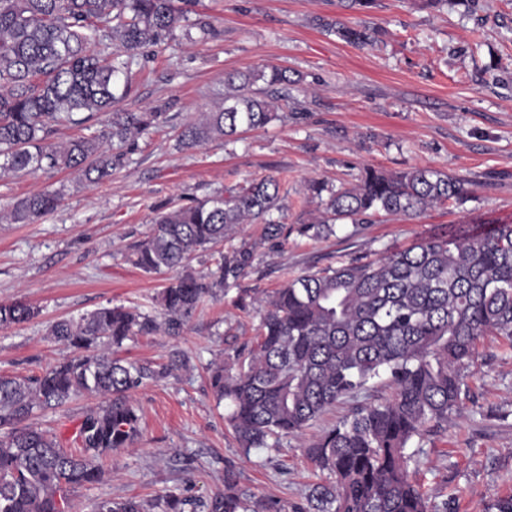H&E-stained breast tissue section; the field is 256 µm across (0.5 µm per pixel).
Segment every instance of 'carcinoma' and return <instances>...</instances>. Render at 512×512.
Here are the masks:
<instances>
[{
  "mask_svg": "<svg viewBox=\"0 0 512 512\" xmlns=\"http://www.w3.org/2000/svg\"><path fill=\"white\" fill-rule=\"evenodd\" d=\"M194 0H0V176L78 170L99 182L120 156L108 140L135 145L160 124L162 112H128L132 66L146 50L184 27ZM329 33L369 45L367 27L320 20ZM296 83L277 66L224 77V104L186 126V147L267 126L277 118L281 91ZM101 134L66 143L54 127H89ZM318 215L293 228L310 240L351 238L380 215L417 217L466 199L463 183L436 169L399 172L363 168L357 182L336 188L308 184ZM285 181L266 175L203 200L154 210L148 236L131 246L145 273L181 268L162 289L157 318L122 306L100 307L53 324L49 336L75 354L40 375L0 377V512H69L71 493L100 482L98 461L135 443L139 415L133 391L167 376L186 360L154 368L114 356L127 340L164 331L180 335L204 298L247 277L256 244L233 243L244 224L264 225L274 241L287 228L273 219ZM60 195L44 191L16 201L13 224H34L54 212ZM351 223L346 231L343 222ZM224 252L209 276L189 266L194 254ZM256 344L231 365L217 364L210 385L224 403L239 447H281L338 403L344 416L308 448L313 466L329 475L292 504L257 496L224 467V493L200 503L203 512H431L410 474L428 425L469 399L466 382L476 347L487 336L512 345V224L483 233L436 234L410 245L358 254L289 278L263 300ZM39 309L0 304V328L26 323ZM104 398L87 412L67 448L26 423L81 395ZM195 502L173 492L152 499H106L95 512H187Z\"/></svg>",
  "mask_w": 512,
  "mask_h": 512,
  "instance_id": "cac0c4a2",
  "label": "carcinoma"
}]
</instances>
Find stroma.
Returning <instances> with one entry per match:
<instances>
[{"label": "stroma", "mask_w": 512, "mask_h": 512, "mask_svg": "<svg viewBox=\"0 0 512 512\" xmlns=\"http://www.w3.org/2000/svg\"><path fill=\"white\" fill-rule=\"evenodd\" d=\"M194 11L210 22V33L177 31L133 65L125 109L158 110L166 121L139 139L109 179L91 183L74 170L0 177V209L44 190L63 197L37 223L0 220V303L40 309L30 322L0 329V376L35 375L71 356L48 334L58 320L112 305L159 313L156 297L168 276L134 267L127 248L148 235L160 205L274 174L288 184L279 218L296 225L318 206L308 198L310 180L350 184L367 165L388 172L430 167L464 182V205L414 218L381 216L344 242L293 235L270 243L262 225H245L258 245L255 270L239 288L261 297L355 251L378 252L461 226L476 232L512 224V0H479L472 11L378 0L366 13L343 10L337 0H196ZM336 17L375 28L377 44L362 48L320 28L319 19ZM265 65L302 77L280 101L277 120L229 142L180 144L186 125L222 103L225 74ZM239 288L208 298L182 335L141 336L119 350L120 358L155 366L178 351L189 364L133 393L137 442L107 457L101 482L72 493V512H92L105 498L169 491L207 501L223 493L228 462L240 486L291 502L323 481L304 450L345 406L279 450L246 454L216 405L210 367L247 351L263 314L257 303L245 311L235 306ZM468 386L472 402L449 416L446 431L428 436L413 477L448 512H490L512 496V347L485 338ZM96 403L83 395L36 413L33 422L65 438Z\"/></svg>", "instance_id": "obj_1"}]
</instances>
